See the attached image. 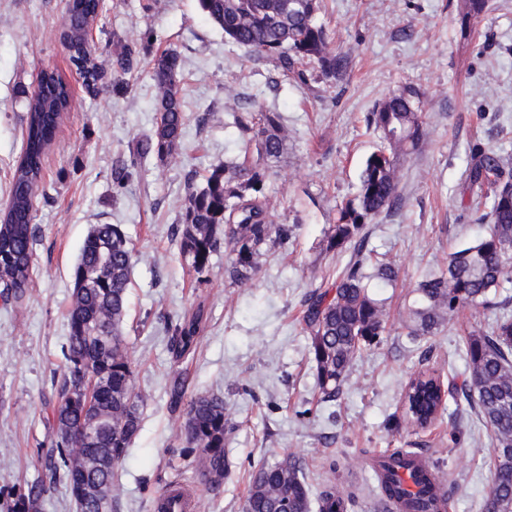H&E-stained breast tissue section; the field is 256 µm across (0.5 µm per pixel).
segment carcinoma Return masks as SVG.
<instances>
[{
  "label": "carcinoma",
  "mask_w": 512,
  "mask_h": 512,
  "mask_svg": "<svg viewBox=\"0 0 512 512\" xmlns=\"http://www.w3.org/2000/svg\"><path fill=\"white\" fill-rule=\"evenodd\" d=\"M211 20L224 30L228 42L247 47L274 63L283 75L312 65L329 82L341 79L349 65L347 54L331 48L318 21L321 0H200ZM102 0H73L65 20L71 60L82 75L86 92L95 97L104 75L84 54V35L95 20ZM487 0H464L459 19L460 38L471 37L474 23ZM138 65L127 48L113 66L122 74ZM158 91L159 120L152 134L140 140V154L164 160L182 149L186 120L185 75L179 52L161 51L153 59ZM419 92L407 87L386 98L370 114L369 123L379 146L365 160L359 176L357 202L340 211L327 237L326 249L353 246L359 259L346 265L331 288L315 289L307 299L303 321L309 354L323 398L340 393L354 357L379 342L385 331L384 308L371 292L370 281L392 282L397 271L388 263L373 273L364 269L365 226L399 204L396 162L398 152L418 146L421 115L415 107ZM73 103L68 82L57 72H42L37 91L28 100L22 156L11 182L10 199L0 215V288L16 299L31 282L35 230L33 198L42 180L46 154L54 144L64 114ZM242 132L255 142L256 160L218 163L211 167L202 188L189 193L182 224L175 228L182 260L201 275L223 246L232 255L228 274L248 280L256 271L262 245L271 238L288 242L292 227L272 222L266 203L267 173L262 162L284 150L286 134L276 112L247 111L239 119ZM470 185L494 187L488 229L472 244L448 255L447 268L417 284L408 309L409 335L433 336L449 314L479 305L502 310L492 325L465 337L464 355L469 381L444 386L428 368L416 371L405 385L403 402L411 424L427 428L442 415L448 397L461 396L490 433L494 447L487 512H512V314L509 299L496 300L512 281V169L481 149L472 155ZM131 250L118 224H97L88 233L73 265V292L68 312V336L63 355L66 369L61 400L53 410L57 424V459L52 475L63 470L68 488L81 480L107 497L104 512H113L114 484L119 465L140 430L134 372L123 338ZM204 309L199 307L173 327L171 346L180 358L194 349ZM96 380V404L89 411L71 402V394ZM232 430L224 398L196 394L182 424L185 456L210 487L219 488L227 475L225 445ZM417 453L397 449L375 463L380 493L401 501L402 512H423V497L436 484L418 469ZM245 512H309V484L297 461L287 456L258 467L250 478ZM46 491L43 485L7 494L5 512H38ZM318 512H348L350 500L333 486L318 493Z\"/></svg>",
  "instance_id": "carcinoma-1"
}]
</instances>
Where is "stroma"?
I'll list each match as a JSON object with an SVG mask.
<instances>
[{
    "label": "stroma",
    "mask_w": 512,
    "mask_h": 512,
    "mask_svg": "<svg viewBox=\"0 0 512 512\" xmlns=\"http://www.w3.org/2000/svg\"><path fill=\"white\" fill-rule=\"evenodd\" d=\"M324 4L319 20L330 45L350 57L346 76L333 85L313 69L297 83L228 43L200 0H105L92 24L94 57L108 63L127 45L140 64L129 74L112 73L92 98L60 40L68 0H0V209L21 156L25 91L50 69L68 80L74 98L34 199L31 286L21 299H0V454L14 460L11 471L0 472V488L45 485L38 512H75L64 479L50 477L48 457L66 365L71 270L97 224L121 225L132 250L124 337L143 397L140 431L119 470L116 512H155L158 495L173 482L194 489L196 512H244L251 473L288 455L312 491L332 485L353 495L352 512H382L370 463L412 445L456 482L448 512H485L488 431L459 398L448 399L440 423L417 429L404 420L402 394L426 348V365L463 384L470 372L462 341L493 314L464 309L423 341L409 336L406 311L417 283L486 231L480 219L487 196L465 181L474 149L512 166V0H488L465 43L457 36L461 0ZM169 47L184 60L183 146L166 161L152 153L137 159L136 142L158 117L150 61ZM406 86L421 93L424 137L398 161L400 209L367 226L372 260L392 264L399 276L375 291L386 309L379 342L353 361L340 395L327 401L310 360L304 301L353 255L348 248L326 251V236L340 207L355 199L364 161L377 147L369 113ZM246 101L281 115L286 149L268 164L265 193L274 223L293 225L294 234L288 243L263 245L256 275L236 284L222 248L203 277L190 273L173 232L211 165L252 154L237 124ZM122 163L129 175L117 189L112 176ZM199 306L198 347L175 357L172 329ZM181 377L187 396H223L233 423L228 474L216 490L198 481L183 454L186 409L170 404Z\"/></svg>",
    "instance_id": "35a3bbf8"
}]
</instances>
